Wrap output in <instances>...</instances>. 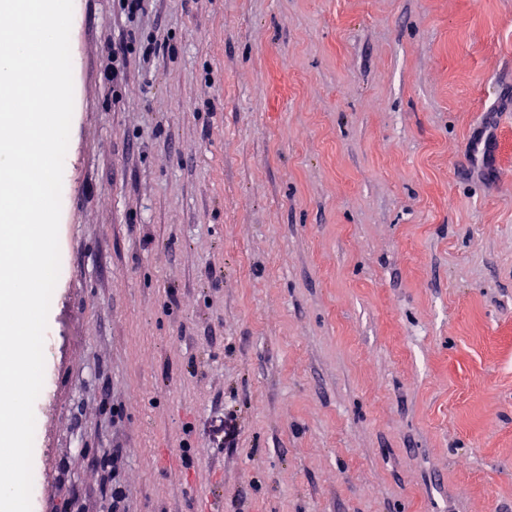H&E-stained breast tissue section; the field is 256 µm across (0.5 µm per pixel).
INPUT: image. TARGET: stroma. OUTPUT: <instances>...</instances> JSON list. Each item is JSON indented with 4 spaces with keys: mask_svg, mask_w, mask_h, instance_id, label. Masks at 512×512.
<instances>
[{
    "mask_svg": "<svg viewBox=\"0 0 512 512\" xmlns=\"http://www.w3.org/2000/svg\"><path fill=\"white\" fill-rule=\"evenodd\" d=\"M70 46L32 512H512V0H74Z\"/></svg>",
    "mask_w": 512,
    "mask_h": 512,
    "instance_id": "35a3bbf8",
    "label": "stroma"
}]
</instances>
